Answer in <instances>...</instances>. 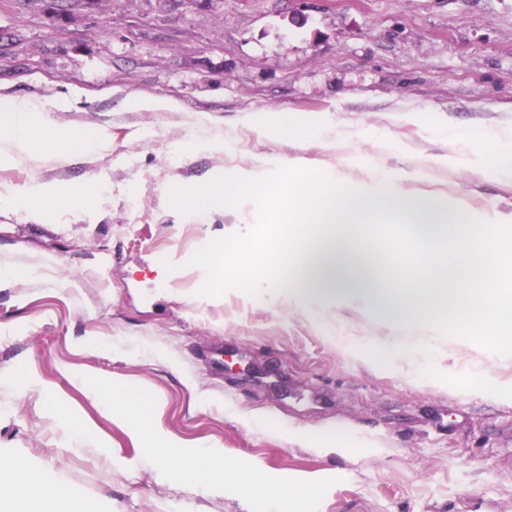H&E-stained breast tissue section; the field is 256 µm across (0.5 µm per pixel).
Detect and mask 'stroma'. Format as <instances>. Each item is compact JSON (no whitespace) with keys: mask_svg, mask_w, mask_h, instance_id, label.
Listing matches in <instances>:
<instances>
[{"mask_svg":"<svg viewBox=\"0 0 512 512\" xmlns=\"http://www.w3.org/2000/svg\"><path fill=\"white\" fill-rule=\"evenodd\" d=\"M170 97L179 112L137 111ZM62 99L56 126L106 129L112 148L71 162L0 168V457L26 461L76 512H512V362L486 383L482 356L453 327L398 333L382 312L317 315L256 297L201 263L206 241L288 249L289 224L246 200L186 211L215 171L299 157L412 173L416 193L512 218V180L426 166L465 130L512 138V0H0V99ZM321 117L319 136H274L260 112ZM209 123L198 127V113ZM217 137L230 149H209ZM195 148L171 153L186 139ZM79 209L33 220L5 199L35 181L79 191ZM372 341L431 346L415 371L375 362ZM81 373L159 399L162 429L211 442L235 480L187 489L102 402ZM28 379L36 392L20 393ZM59 402L101 447L63 434ZM342 435L340 451L289 443V429ZM266 471L291 494L238 480Z\"/></svg>","mask_w":512,"mask_h":512,"instance_id":"1","label":"stroma"}]
</instances>
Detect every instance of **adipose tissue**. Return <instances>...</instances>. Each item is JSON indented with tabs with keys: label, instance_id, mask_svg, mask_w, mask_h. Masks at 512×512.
<instances>
[{
	"label": "adipose tissue",
	"instance_id": "obj_1",
	"mask_svg": "<svg viewBox=\"0 0 512 512\" xmlns=\"http://www.w3.org/2000/svg\"><path fill=\"white\" fill-rule=\"evenodd\" d=\"M51 102L0 101V167L20 160L61 162L76 149L102 152L109 136L99 129L71 130L46 124ZM470 148L454 165H479L490 174L512 177V141L494 133L473 132ZM281 180L263 171L242 169L236 175L214 176L188 195L172 194V202L190 210L205 208L214 197L231 204L246 197L266 214L268 223L293 219L318 224L322 231L311 247L297 249L292 281L281 290L289 305L336 307L357 304L390 315L397 330L439 329L447 321L444 301L464 290L466 318L456 323L461 344L478 343L484 357L483 375L512 361V226L496 224L467 209L457 198L426 201L408 189L404 178L378 171L370 161L358 166L359 177L343 172L322 173L291 158L279 162ZM11 197L28 215L37 217L49 202L77 206L75 196L52 183L33 182ZM396 225L386 241L374 236L377 225ZM416 247L419 261L405 264L404 253ZM238 243L225 240L221 250L204 247L201 261L220 268L235 259ZM275 257L271 249L236 261L234 274L248 287H260L259 266ZM86 392L104 398L112 418L136 437L155 442L159 464L177 461L188 488L210 479L223 485L230 471L223 452L204 446L188 449L155 424L160 402L134 394L120 380L101 383L77 375ZM0 512H65L58 496L41 490L39 474L18 460L0 459Z\"/></svg>",
	"mask_w": 512,
	"mask_h": 512
}]
</instances>
